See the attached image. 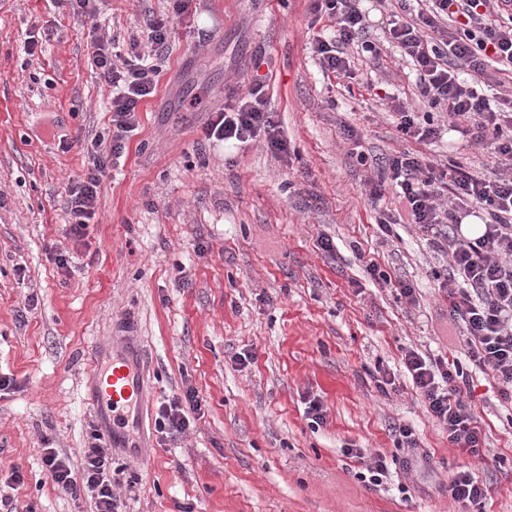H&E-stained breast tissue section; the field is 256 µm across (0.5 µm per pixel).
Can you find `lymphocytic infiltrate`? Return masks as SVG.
Here are the masks:
<instances>
[{"mask_svg":"<svg viewBox=\"0 0 512 512\" xmlns=\"http://www.w3.org/2000/svg\"><path fill=\"white\" fill-rule=\"evenodd\" d=\"M413 21L391 20L389 40L413 63L419 95L429 108L444 107L449 130L465 141L481 144L495 154L500 173L486 180L459 164H432L407 154L379 164L382 179L396 188L411 223L432 238L447 258L439 286L446 291L453 322L462 329L470 361L492 371L502 394L512 398V89L490 99L479 94L476 78L495 72L512 73V0H424ZM316 17L334 21L336 32L316 39L313 48L327 77L347 75L349 50L379 59L381 49L366 37L369 27L361 0H313ZM170 21L153 15L143 20L139 38L131 39V56L115 62L110 41L94 40L91 67L112 89V140L92 139L85 147L88 162L66 185L70 220L64 233L79 240L94 219L95 205L107 169L123 155L131 132L139 125L145 99L154 97L161 63L169 50ZM147 52H139V44ZM473 73V81L460 77ZM206 139L247 144L264 138L276 154L288 151L272 113L265 88L254 83L234 104L211 113L203 129ZM485 212L484 230L474 238L461 235L463 218L471 209ZM403 364L427 411L448 434L449 443L475 455L483 442L460 380L463 370L449 367L418 349H406ZM203 400L193 388L165 399L157 409L156 431L182 434L203 415ZM401 451L393 456L366 457L359 448L346 449L362 467L357 477L379 487L390 476L391 465L408 468L417 442L408 426L398 427ZM81 475H74L56 449H46L43 467L52 481L66 491L83 490L94 499L97 512H120L114 491L112 458L100 443L83 452Z\"/></svg>","mask_w":512,"mask_h":512,"instance_id":"lymphocytic-infiltrate-1","label":"lymphocytic infiltrate"}]
</instances>
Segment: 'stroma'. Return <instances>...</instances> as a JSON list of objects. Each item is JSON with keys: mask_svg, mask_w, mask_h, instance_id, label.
I'll return each mask as SVG.
<instances>
[{"mask_svg": "<svg viewBox=\"0 0 512 512\" xmlns=\"http://www.w3.org/2000/svg\"><path fill=\"white\" fill-rule=\"evenodd\" d=\"M310 5L192 0L177 18L170 0H112L91 21L53 0H0V375L15 381L0 391V479L15 468L24 479L0 512H95L85 492L52 482L42 456L58 449L80 471L94 428L88 349L125 322L141 345L149 414L189 387L204 406L179 437L147 427L142 460L111 449L127 475L116 488L122 512H459L448 477L460 465L489 489L483 512H512V401L470 363L433 277L446 261L377 166L406 153L489 178L497 160L446 133L439 113L435 140L400 137L391 102L419 100L395 47L376 63L354 57L349 77L324 76L313 39L332 27ZM149 14L173 23L157 93L102 183L87 236L66 239L64 188L85 157L59 138H112L92 38L128 44ZM31 35L42 46L29 56ZM257 73L288 141L282 155L261 138L227 148L203 133ZM371 262L391 285L369 278ZM399 279L413 299L395 290ZM409 347L463 368L479 455L453 448L426 411L403 364ZM314 398L327 411L316 429L304 415ZM399 424L419 459L369 488L344 451L393 455Z\"/></svg>", "mask_w": 512, "mask_h": 512, "instance_id": "obj_1", "label": "stroma"}]
</instances>
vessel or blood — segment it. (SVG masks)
<instances>
[{
	"instance_id": "1",
	"label": "vessel or blood",
	"mask_w": 512,
	"mask_h": 512,
	"mask_svg": "<svg viewBox=\"0 0 512 512\" xmlns=\"http://www.w3.org/2000/svg\"><path fill=\"white\" fill-rule=\"evenodd\" d=\"M91 368L86 400L93 407L97 427L110 447L141 455L133 440L143 426L145 376L141 349L130 338L96 340L89 353Z\"/></svg>"
}]
</instances>
